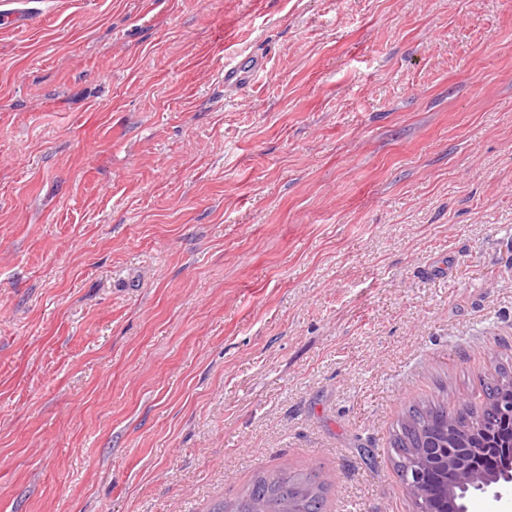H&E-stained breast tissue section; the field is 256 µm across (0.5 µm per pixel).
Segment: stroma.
I'll list each match as a JSON object with an SVG mask.
<instances>
[{
    "instance_id": "1",
    "label": "stroma",
    "mask_w": 512,
    "mask_h": 512,
    "mask_svg": "<svg viewBox=\"0 0 512 512\" xmlns=\"http://www.w3.org/2000/svg\"><path fill=\"white\" fill-rule=\"evenodd\" d=\"M1 10L0 512H416L398 420L512 368V0ZM251 64L253 66L250 70H243L240 63L234 65H224V87L225 89L242 88L248 84L251 79H254L261 72L264 71V58L258 55H252ZM327 487L315 475L259 472L246 496L213 512H324Z\"/></svg>"
}]
</instances>
